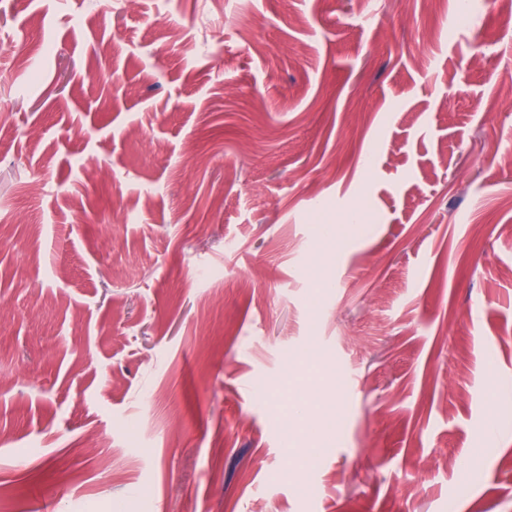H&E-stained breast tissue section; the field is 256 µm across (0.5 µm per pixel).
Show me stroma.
I'll list each match as a JSON object with an SVG mask.
<instances>
[{
  "label": "stroma",
  "instance_id": "obj_1",
  "mask_svg": "<svg viewBox=\"0 0 512 512\" xmlns=\"http://www.w3.org/2000/svg\"><path fill=\"white\" fill-rule=\"evenodd\" d=\"M455 17L0 0V512H512V29Z\"/></svg>",
  "mask_w": 512,
  "mask_h": 512
}]
</instances>
